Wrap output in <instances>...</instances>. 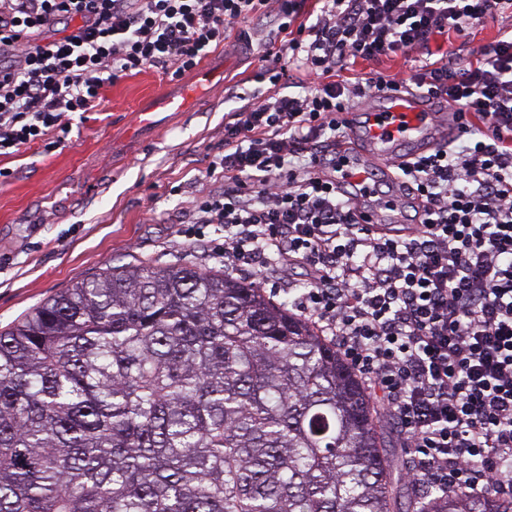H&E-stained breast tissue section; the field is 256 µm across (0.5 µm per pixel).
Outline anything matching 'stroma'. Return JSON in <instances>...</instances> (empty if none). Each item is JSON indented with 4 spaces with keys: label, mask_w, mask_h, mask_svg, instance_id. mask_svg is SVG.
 Returning <instances> with one entry per match:
<instances>
[{
    "label": "stroma",
    "mask_w": 512,
    "mask_h": 512,
    "mask_svg": "<svg viewBox=\"0 0 512 512\" xmlns=\"http://www.w3.org/2000/svg\"><path fill=\"white\" fill-rule=\"evenodd\" d=\"M254 25L230 29L223 69L207 78L189 72L192 94L182 110L156 109L149 125L137 121L145 102L168 85L160 69L131 72L104 90L91 112L70 114L64 144L47 151L34 145L0 156V330L38 303L93 273L135 261L188 264L218 270L224 260L184 231L194 204L224 182L208 170L224 153V115L238 96L259 98L284 85L258 81L261 50L243 43ZM418 74L413 55L357 61L351 79ZM385 451L394 464L400 503L418 491L406 475L408 457L395 424L383 423Z\"/></svg>",
    "instance_id": "1"
}]
</instances>
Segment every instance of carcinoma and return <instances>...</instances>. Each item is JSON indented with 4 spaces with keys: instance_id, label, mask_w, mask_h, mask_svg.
Here are the masks:
<instances>
[{
    "instance_id": "obj_1",
    "label": "carcinoma",
    "mask_w": 512,
    "mask_h": 512,
    "mask_svg": "<svg viewBox=\"0 0 512 512\" xmlns=\"http://www.w3.org/2000/svg\"><path fill=\"white\" fill-rule=\"evenodd\" d=\"M0 512H399L336 345L259 288L109 266L0 332ZM406 512H512L462 491Z\"/></svg>"
}]
</instances>
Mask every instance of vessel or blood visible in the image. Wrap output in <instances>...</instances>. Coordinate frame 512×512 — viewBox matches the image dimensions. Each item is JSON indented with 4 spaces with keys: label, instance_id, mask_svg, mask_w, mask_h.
<instances>
[{
    "label": "vessel or blood",
    "instance_id": "vessel-or-blood-1",
    "mask_svg": "<svg viewBox=\"0 0 512 512\" xmlns=\"http://www.w3.org/2000/svg\"><path fill=\"white\" fill-rule=\"evenodd\" d=\"M440 115L416 93L397 89L379 96L368 122L353 114L344 118L346 137L338 154L336 185L340 190L366 189L370 171L362 167L360 155L371 156L381 165L393 166L417 156L429 145L428 134Z\"/></svg>",
    "mask_w": 512,
    "mask_h": 512
}]
</instances>
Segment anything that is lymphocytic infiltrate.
Returning <instances> with one entry per match:
<instances>
[{"label": "lymphocytic infiltrate", "mask_w": 512, "mask_h": 512, "mask_svg": "<svg viewBox=\"0 0 512 512\" xmlns=\"http://www.w3.org/2000/svg\"><path fill=\"white\" fill-rule=\"evenodd\" d=\"M0 0V155L62 145L67 115L147 66L177 79L236 22L276 28L266 73L300 93L247 101L224 120V189L200 199L184 235L224 233V270L259 262L288 306L334 341L399 427L415 487L512 499V28L467 67L438 39L511 18L512 0ZM415 52L418 87L463 119L446 145L396 166L425 206L398 233L356 223L336 187L341 116L396 86L349 83L356 61Z\"/></svg>", "instance_id": "obj_1"}]
</instances>
